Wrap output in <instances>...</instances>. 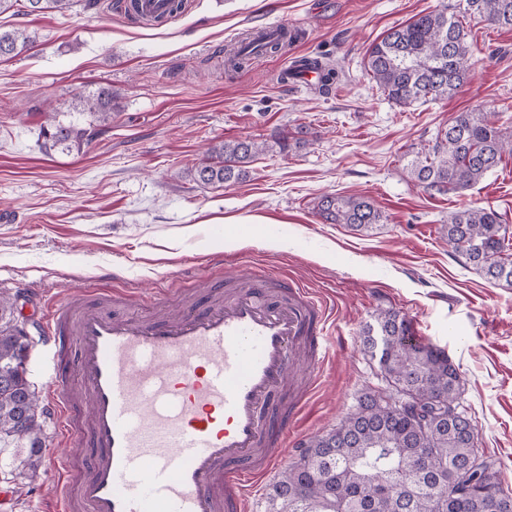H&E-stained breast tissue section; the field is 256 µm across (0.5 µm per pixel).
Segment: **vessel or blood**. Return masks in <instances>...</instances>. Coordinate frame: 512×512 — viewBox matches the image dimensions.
<instances>
[{"label": "vessel or blood", "instance_id": "obj_1", "mask_svg": "<svg viewBox=\"0 0 512 512\" xmlns=\"http://www.w3.org/2000/svg\"><path fill=\"white\" fill-rule=\"evenodd\" d=\"M240 278L208 273L202 309L150 319L89 289L50 305L56 512H246L307 403L284 402L287 384L302 366L321 379L328 310L274 272Z\"/></svg>", "mask_w": 512, "mask_h": 512}]
</instances>
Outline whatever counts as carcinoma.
<instances>
[{"mask_svg": "<svg viewBox=\"0 0 512 512\" xmlns=\"http://www.w3.org/2000/svg\"><path fill=\"white\" fill-rule=\"evenodd\" d=\"M71 0H0V15L61 12ZM477 16L492 26L512 29V0H465L459 12L448 8L419 15L388 30L368 51L364 68L393 102L408 106L420 100L455 95L473 78L463 20ZM31 37L24 30H0V59L25 51ZM277 40L259 39L229 52V67L238 68L252 54L277 53ZM72 108L89 112L88 128L53 124L42 131L51 146L81 150L102 132L119 108L112 86L78 93ZM263 150L253 141L235 140L213 147L219 161L201 165L196 180L230 185L246 175L243 165ZM512 142L483 112H461L434 142L412 151L407 164L415 182L427 191L460 193L494 170ZM329 224L355 231L382 221V213L366 196L324 195L317 203ZM506 219L496 209L472 207L448 219V243L486 279L512 286V239ZM364 343L378 359L382 385L363 392L355 411L327 433L310 439L299 457L271 484L268 512H455L434 487L454 476L475 453L467 423L422 424L418 401L436 398L450 409L462 388L458 368L439 348L418 342L406 316L381 312L364 330ZM29 346L19 337L13 303L0 298V446L15 449L20 474L36 475L42 456V410L30 384L24 356ZM432 452L424 474L418 462L422 449ZM388 495L370 496L374 484Z\"/></svg>", "mask_w": 512, "mask_h": 512, "instance_id": "obj_1", "label": "carcinoma"}]
</instances>
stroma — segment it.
I'll list each match as a JSON object with an SVG mask.
<instances>
[{
    "instance_id": "1",
    "label": "stroma",
    "mask_w": 512,
    "mask_h": 512,
    "mask_svg": "<svg viewBox=\"0 0 512 512\" xmlns=\"http://www.w3.org/2000/svg\"><path fill=\"white\" fill-rule=\"evenodd\" d=\"M115 2L0 15L1 29L34 37L27 52L0 60V297L30 336L26 372L37 393L53 376L45 303L73 286L115 288L127 300L106 311L145 314L140 294L176 293L220 252L226 275L264 267L333 310L322 384L288 435L289 460L379 384L363 330L393 309L458 367L460 406L512 491V287L486 280L444 229L465 207L490 205L512 221V155L460 193L426 191L406 169L407 153L461 112L490 113L512 137V29L468 18L474 78L450 98L400 106L366 76L368 50L389 28L463 0H185L161 24L130 20ZM271 25L299 37L225 66V46ZM295 56L337 69L338 82L327 91L285 85ZM101 84L120 96L107 132L78 152L45 148L43 127L91 123L72 96ZM245 138L265 149L243 180H194L215 145ZM325 194L371 198L381 224L358 232L324 223ZM238 217L253 218L251 233L227 244L226 224ZM49 469L45 460L35 477L0 479V512H35L51 500Z\"/></svg>"
}]
</instances>
